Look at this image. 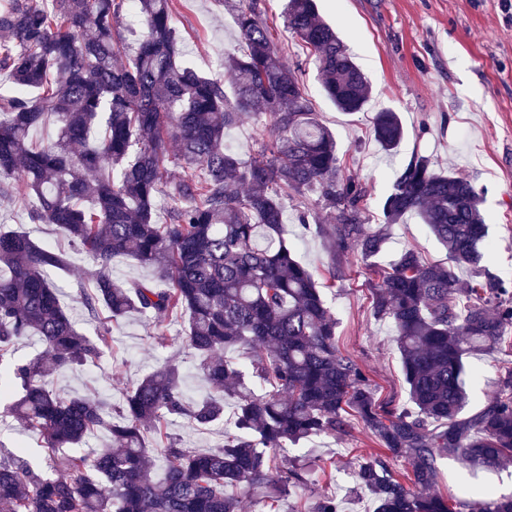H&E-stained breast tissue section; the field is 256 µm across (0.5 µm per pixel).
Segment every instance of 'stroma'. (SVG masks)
<instances>
[{
  "instance_id": "1",
  "label": "stroma",
  "mask_w": 512,
  "mask_h": 512,
  "mask_svg": "<svg viewBox=\"0 0 512 512\" xmlns=\"http://www.w3.org/2000/svg\"><path fill=\"white\" fill-rule=\"evenodd\" d=\"M317 6L370 83V100L363 111L346 114L333 106L322 92L307 49L284 29L283 0H261L288 63H301L304 88L322 122L336 135L344 175L367 190L370 223H381L383 201L398 172L414 156L429 157L437 167L453 169L481 191L496 244L492 268L512 279V0H317ZM174 25L187 62L203 74L218 72L225 53L238 46L233 15L224 0H175ZM382 109L398 112L405 129L404 139L392 153L385 152L371 134L372 118ZM0 228L27 233L44 246L71 248L62 230L31 223L15 200L0 198ZM286 230L297 259L322 274L330 262L323 239L294 221ZM407 249L430 264L446 262L448 257L445 247L413 215L393 225L384 262ZM92 267L84 255L72 253L68 270L51 274L68 313L90 336L96 324L74 299L73 288ZM340 269L336 282L323 291L336 317L337 346L362 366L381 397L405 403L408 395L393 325L371 311L370 290L378 278L353 255L342 259ZM182 328L179 322L170 325V340L160 345L154 340V328L138 316H128L112 326L111 352L94 365L54 376L51 385L70 396L97 392L116 403L152 366L173 360L182 365L185 394L200 398L207 385L178 341ZM469 363L467 409L474 412L492 397L502 366L512 363V353L479 354ZM19 449L34 465L46 468L37 436L11 419L0 424V452ZM377 450L358 425L342 438L321 437L288 448V456L331 458L335 464L331 476L312 473L306 485L292 490L281 502L280 512H289L295 500L322 494L344 499L346 512H368V500L351 496L350 490L359 455ZM438 467L436 491L443 496L457 495L464 488L512 495V466L472 476L454 457L444 456Z\"/></svg>"
}]
</instances>
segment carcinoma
Listing matches in <instances>:
<instances>
[{"instance_id": "cac0c4a2", "label": "carcinoma", "mask_w": 512, "mask_h": 512, "mask_svg": "<svg viewBox=\"0 0 512 512\" xmlns=\"http://www.w3.org/2000/svg\"><path fill=\"white\" fill-rule=\"evenodd\" d=\"M126 0H0V195L29 200L33 223L54 224L97 268L77 295L96 337L78 331L61 304L52 270L65 252L27 234L0 231V359L30 336L43 349L0 375V397L15 396L4 415L38 434L57 476L22 456H0V512H238L239 494L259 493L267 512L318 460L280 454L319 436H344L361 425L379 448L358 463L357 488L373 512H512L511 496L431 494L437 460L453 455L473 471L512 463V368L479 411L465 412L467 359L512 348V282L490 269L493 243L481 193L434 168L424 156L401 170L386 196L384 223L366 222V190L341 178L333 132L321 122L298 69L283 60L260 0H238L239 47L224 56L230 86L182 60L173 0H132L141 34L132 57L114 39ZM285 27L314 57L322 89L341 112L364 109L369 84L347 45L320 16L315 0H285ZM246 115L268 118L269 142L249 161L224 145ZM51 121L56 139L32 140ZM375 140L395 150L404 136L396 112L376 114ZM172 204L154 221L159 186ZM317 198L295 219L327 244L336 260L357 253L371 266L386 250L389 227L415 214L448 250V264L403 251L373 289L371 307L392 322L408 404L377 395L363 368L336 345V318L310 269L284 234L288 202ZM327 212L321 224L317 210ZM129 256L149 279H112V259ZM469 279L462 281L457 271ZM134 313L168 341L165 323L186 319L190 350L209 394L187 400L180 367L167 362L126 391L122 404L64 397L49 378L96 363L110 347L112 321ZM247 351V361L225 359ZM236 418L224 444L181 446L171 419L195 430ZM105 431L111 446L74 448ZM155 436L160 453L147 448ZM410 462L407 480L389 460ZM291 512H343L321 495Z\"/></svg>"}]
</instances>
